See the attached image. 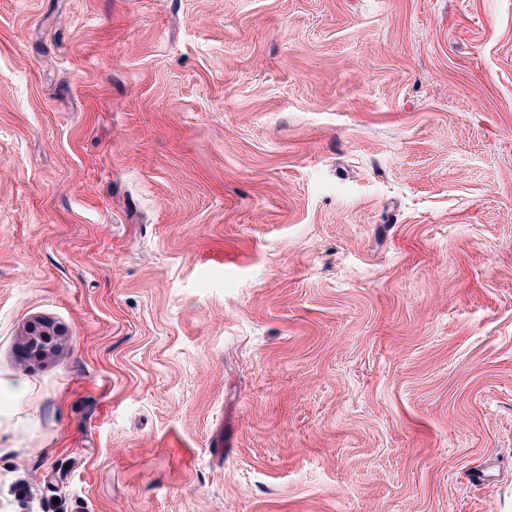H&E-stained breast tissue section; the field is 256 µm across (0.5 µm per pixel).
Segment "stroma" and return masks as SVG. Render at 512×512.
Listing matches in <instances>:
<instances>
[{
  "instance_id": "stroma-1",
  "label": "stroma",
  "mask_w": 512,
  "mask_h": 512,
  "mask_svg": "<svg viewBox=\"0 0 512 512\" xmlns=\"http://www.w3.org/2000/svg\"><path fill=\"white\" fill-rule=\"evenodd\" d=\"M0 378V512H512V0H0ZM25 350L34 359L48 357L55 349L61 329L51 320L37 319L25 329L23 334Z\"/></svg>"
}]
</instances>
